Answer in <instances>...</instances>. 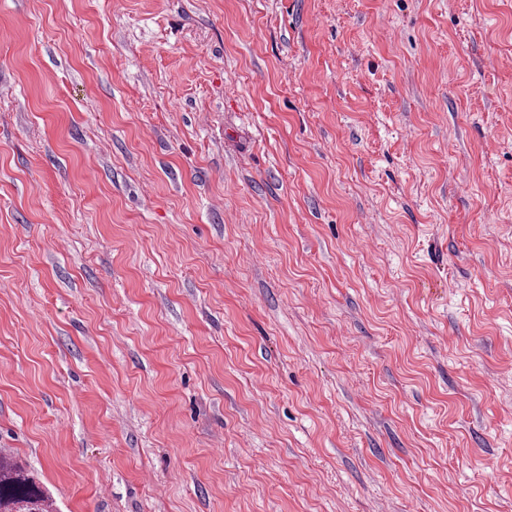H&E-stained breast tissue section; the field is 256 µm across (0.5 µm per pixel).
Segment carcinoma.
<instances>
[{"label": "carcinoma", "mask_w": 512, "mask_h": 512, "mask_svg": "<svg viewBox=\"0 0 512 512\" xmlns=\"http://www.w3.org/2000/svg\"><path fill=\"white\" fill-rule=\"evenodd\" d=\"M51 497L31 471L0 452V512H50Z\"/></svg>", "instance_id": "obj_1"}]
</instances>
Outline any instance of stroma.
Instances as JSON below:
<instances>
[{
    "mask_svg": "<svg viewBox=\"0 0 512 512\" xmlns=\"http://www.w3.org/2000/svg\"><path fill=\"white\" fill-rule=\"evenodd\" d=\"M0 448L55 512H512V0H0Z\"/></svg>",
    "mask_w": 512,
    "mask_h": 512,
    "instance_id": "stroma-1",
    "label": "stroma"
}]
</instances>
